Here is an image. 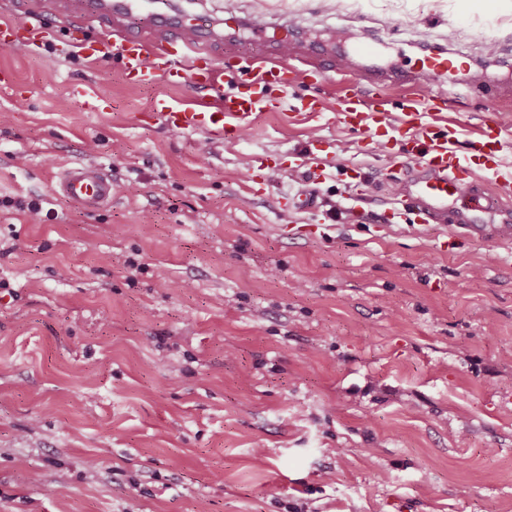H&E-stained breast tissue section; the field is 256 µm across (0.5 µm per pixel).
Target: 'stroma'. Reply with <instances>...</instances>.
I'll return each mask as SVG.
<instances>
[{"label": "stroma", "mask_w": 512, "mask_h": 512, "mask_svg": "<svg viewBox=\"0 0 512 512\" xmlns=\"http://www.w3.org/2000/svg\"><path fill=\"white\" fill-rule=\"evenodd\" d=\"M196 2L214 23L297 13L337 57L369 31L407 72L418 42L445 43L449 122L472 138L512 120L495 64L512 24L481 0ZM478 66L494 95L462 80ZM344 78L313 87L322 118L284 103L222 142L152 115L193 82L0 48V199L42 205L0 211V512H285L296 494L311 512H512V244L448 251L444 225L380 223L401 146L347 130ZM316 143L329 165L302 212ZM352 163L378 193L330 219ZM79 164L111 177L109 204L57 195Z\"/></svg>", "instance_id": "obj_1"}]
</instances>
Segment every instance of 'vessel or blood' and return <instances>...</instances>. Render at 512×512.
Segmentation results:
<instances>
[{
    "label": "vessel or blood",
    "instance_id": "obj_1",
    "mask_svg": "<svg viewBox=\"0 0 512 512\" xmlns=\"http://www.w3.org/2000/svg\"><path fill=\"white\" fill-rule=\"evenodd\" d=\"M68 23L84 26L114 23L121 29V42L114 54L123 74L142 77L153 68L166 83L186 80L202 87L204 96L177 105L156 99L158 119L177 129L205 133L217 139L235 138L264 112L280 105V95L292 92L295 115L302 119L322 116L323 106L312 96L299 93L298 82L325 75L324 63L306 65L301 57H289L288 43L270 40L268 48L235 56L231 69L216 65L223 34L198 26L188 29L187 16L173 12L167 0H66ZM56 17L29 30L26 37L10 40L12 50L51 42L58 31ZM448 70L443 48H426L415 75H400L396 67L374 70L356 78L355 90L342 98L343 122L351 131L368 135L374 147L393 140L404 143L403 173L395 199L385 219L414 215L417 224L430 227L449 223L460 228L458 236L473 240H512V208L499 205L494 195L475 183L476 170H485L494 181L512 182V164L505 154L512 150V127L498 117L488 118L479 129L472 149L462 152L459 133L445 111L447 97L440 92L418 94L417 79L438 81ZM400 78L405 87L401 99L384 92L387 79ZM242 81L237 91H225V82ZM396 120H386L389 111ZM58 188L63 196L89 208L108 204L112 180L103 169L75 166L62 173Z\"/></svg>",
    "mask_w": 512,
    "mask_h": 512
}]
</instances>
